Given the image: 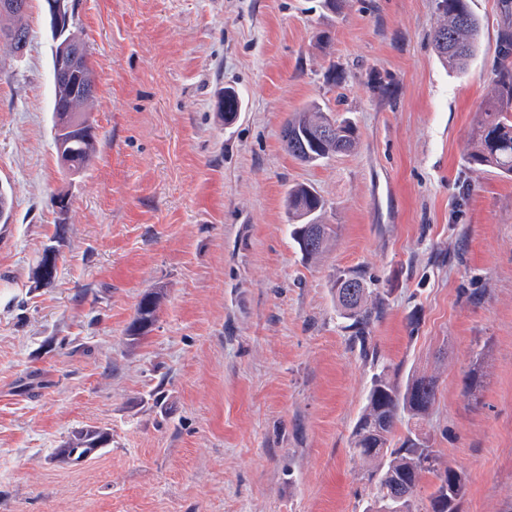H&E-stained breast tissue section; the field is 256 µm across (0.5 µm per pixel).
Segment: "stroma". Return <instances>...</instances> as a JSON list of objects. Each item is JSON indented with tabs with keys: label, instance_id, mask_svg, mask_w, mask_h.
<instances>
[{
	"label": "stroma",
	"instance_id": "obj_1",
	"mask_svg": "<svg viewBox=\"0 0 512 512\" xmlns=\"http://www.w3.org/2000/svg\"><path fill=\"white\" fill-rule=\"evenodd\" d=\"M70 5L95 71L85 170L58 161L46 0H29L24 55L0 51V512H364L352 430L381 363L400 385L437 378L419 428L466 473L462 512H512V179L463 159L512 0H472L481 47L463 74L434 53L432 0ZM312 102L354 119L352 153L287 154L283 124ZM297 183L337 229L312 261L289 236ZM59 191L65 242L39 288ZM352 269L383 303L366 356L336 308ZM150 291L157 320L129 336ZM90 427L108 448L55 458Z\"/></svg>",
	"mask_w": 512,
	"mask_h": 512
}]
</instances>
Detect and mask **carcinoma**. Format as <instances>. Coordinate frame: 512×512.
I'll use <instances>...</instances> for the list:
<instances>
[{"label":"carcinoma","mask_w":512,"mask_h":512,"mask_svg":"<svg viewBox=\"0 0 512 512\" xmlns=\"http://www.w3.org/2000/svg\"><path fill=\"white\" fill-rule=\"evenodd\" d=\"M437 25L432 34V46L448 69L461 74L480 49L481 22L471 9L470 0H432ZM26 12H0V45L17 57L25 51L29 30ZM95 82L88 54L64 74L53 73L54 139L67 141L74 171L85 169L97 150L96 127L84 119L77 128L67 131L59 126L65 113L85 114L84 107L93 99ZM219 110L229 120L241 110L239 93L224 88ZM484 116L472 128L464 161L474 172L493 168L500 174L512 176V69L503 66L496 76L493 95L483 109ZM327 111L310 104L286 121L282 135L288 154L296 160L318 165L339 155L350 153L358 140L356 124L349 118L336 121V130L320 137L318 132ZM291 237L301 254L308 260L318 258L327 248L333 233L323 223L326 202L311 185L298 183L288 188L286 196ZM349 276L355 283L352 300L345 299L341 279H336V304L343 318L349 321L346 329L361 350H366L369 327L378 311L368 305L375 293L374 281L363 272ZM160 309L157 292L144 294L137 304L129 335L144 336L153 326ZM389 367L382 366L375 374L366 404L352 433V445L359 456L370 462H382L368 476L374 484L373 504L367 512H460L465 494L466 477L462 470L442 465L433 448V437L424 432L407 430V435L394 442L395 428L402 419L424 417L436 401V380L416 375L405 387L388 377ZM111 441L110 433L81 428L58 448L57 455L78 465ZM430 477L433 491L427 496L428 505L421 506L419 493L422 482Z\"/></svg>","instance_id":"obj_1"}]
</instances>
